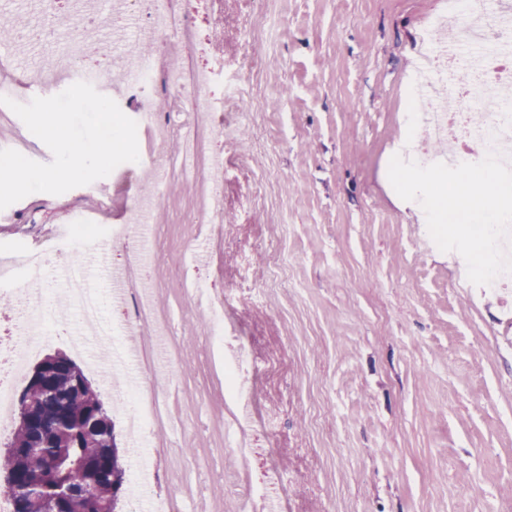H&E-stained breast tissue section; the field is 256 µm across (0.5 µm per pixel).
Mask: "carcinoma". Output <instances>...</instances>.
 I'll return each instance as SVG.
<instances>
[{
    "label": "carcinoma",
    "instance_id": "1",
    "mask_svg": "<svg viewBox=\"0 0 512 512\" xmlns=\"http://www.w3.org/2000/svg\"><path fill=\"white\" fill-rule=\"evenodd\" d=\"M85 375L68 357L52 358L46 381L32 385L0 466L20 479L8 492L13 512H41L42 499L60 496L62 512H114L124 493L125 469L115 426L102 400L81 385ZM37 447L38 453L27 449Z\"/></svg>",
    "mask_w": 512,
    "mask_h": 512
}]
</instances>
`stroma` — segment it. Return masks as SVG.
Returning a JSON list of instances; mask_svg holds the SVG:
<instances>
[{
    "mask_svg": "<svg viewBox=\"0 0 512 512\" xmlns=\"http://www.w3.org/2000/svg\"><path fill=\"white\" fill-rule=\"evenodd\" d=\"M446 0H191L195 34L224 60L209 87L224 110L208 121L206 159H224V221L193 219L202 180L168 175L153 211L149 300L130 291L105 306L134 340L145 399L161 419L130 439L95 366V343L54 270L26 294L50 312L32 362L61 353L82 369L115 424L124 463L145 456L167 512H240L236 489L284 481L283 512H512V287L459 285L455 259L424 246L426 225L380 178L404 126L415 52ZM120 58L87 59L95 89L118 105ZM52 153L11 112L0 149ZM142 167L5 209L0 273L25 250L75 253L60 230L77 216L104 230L131 281L141 270L112 229L147 193ZM195 245L203 266H187ZM227 301L225 325L254 364L264 425L242 451L238 410L224 394V353L184 286Z\"/></svg>",
    "mask_w": 512,
    "mask_h": 512,
    "instance_id": "obj_1",
    "label": "stroma"
}]
</instances>
